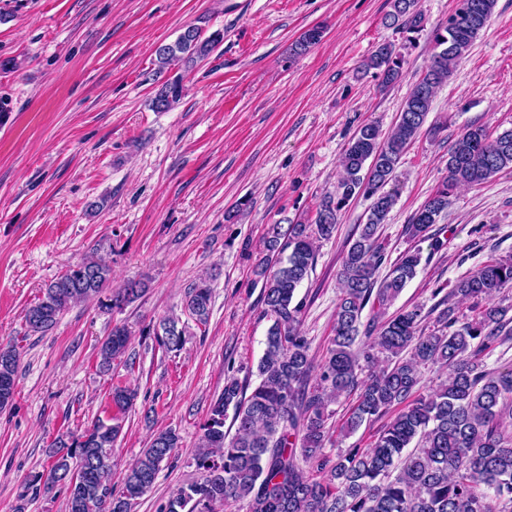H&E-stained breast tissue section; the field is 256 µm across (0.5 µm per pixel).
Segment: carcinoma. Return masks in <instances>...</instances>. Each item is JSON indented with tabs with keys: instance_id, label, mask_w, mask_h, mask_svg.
I'll use <instances>...</instances> for the list:
<instances>
[{
	"instance_id": "1",
	"label": "carcinoma",
	"mask_w": 512,
	"mask_h": 512,
	"mask_svg": "<svg viewBox=\"0 0 512 512\" xmlns=\"http://www.w3.org/2000/svg\"><path fill=\"white\" fill-rule=\"evenodd\" d=\"M496 2L456 0L446 23L433 31L429 65L393 128L384 134L369 122L356 129L340 161L336 190L322 198L311 223L290 224L285 232L279 224L268 225L267 254L254 268L262 316L270 321L257 381L225 379L200 425L193 458L200 478L170 496L163 512H217L229 502L243 503L246 512H512V435L505 426L512 418V370H492L485 363L490 352L512 339V304L497 299L512 288V256L489 260L450 289L437 286L432 295L439 301L427 312L421 305L390 311L422 263L419 244L428 240L434 251L445 245L432 228L456 190L512 169V130L491 139L484 127L472 126L457 137L448 150V175L405 225L413 246L395 261L388 262L379 235L395 204V193L386 186L421 135L438 88L485 28ZM386 20L409 41L424 22L418 0H391ZM321 37L319 28L307 30L293 52ZM223 41L222 31L204 37L199 28L187 27L174 43L157 48L158 72L175 65L191 69ZM404 64L393 44L381 43L360 68L386 87L402 77ZM182 94V78L172 76L152 107L166 111ZM360 195L371 199L369 213L343 254L333 337L316 363L301 331L298 289L315 268L321 243L336 234L341 211ZM386 263L389 270L381 278ZM111 281L112 268L103 258L68 266L25 310L28 331L48 332L71 304L105 293ZM145 288L143 281H129L107 295L106 307L121 310ZM452 297L472 301L473 315L448 305ZM211 300L208 279L201 278L188 288L185 309L204 325ZM432 314L428 330L422 322ZM142 333L167 352H178L185 343V327L175 317ZM361 335L368 341L358 343ZM129 336L127 325L112 327L98 350L101 371H111L125 356ZM18 365L17 350L1 345L0 409L14 399ZM435 365L448 369L449 376L422 394L421 372ZM136 397L129 384L112 386L115 413L59 439L65 452L32 475V485L66 484L68 512H132L179 444L171 429L155 433L125 470L121 489H113L112 450L123 430L122 415ZM343 398L352 403L337 422L333 406ZM230 409L232 435L224 430ZM383 417L387 421L367 447L355 444L334 460L326 454L334 432L352 434Z\"/></svg>"
}]
</instances>
